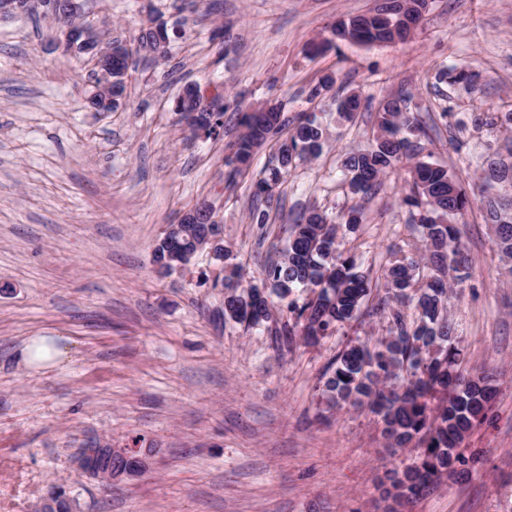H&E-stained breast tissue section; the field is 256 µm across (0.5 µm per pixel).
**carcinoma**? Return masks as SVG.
Masks as SVG:
<instances>
[{
  "instance_id": "obj_1",
  "label": "carcinoma",
  "mask_w": 512,
  "mask_h": 512,
  "mask_svg": "<svg viewBox=\"0 0 512 512\" xmlns=\"http://www.w3.org/2000/svg\"><path fill=\"white\" fill-rule=\"evenodd\" d=\"M380 15L347 18L355 23L367 43H387L386 33L398 24L390 6L376 8ZM375 134L369 147L351 153L343 161L349 191L363 198L373 194L381 178L400 168L403 159L422 152L420 127L404 97H387L375 108ZM243 133L235 151L243 166L229 179L243 174L253 150L268 141L281 152L277 165L253 183V197L260 205L251 213L254 223L265 226L273 196L279 194L296 161L317 157L326 139V129L316 113L301 112L288 118L282 105H267L240 117ZM210 137L224 128V113H210L200 122ZM487 184L512 183V163L502 157L483 163ZM404 203L425 241V253L404 256L383 273L385 296L378 310L387 321V335L376 342L347 343L324 374L321 392L336 408L366 407L382 424V433L396 448H417L409 464L391 471L385 494L395 502L421 494L444 475L468 473L474 456L464 454L466 437L487 420L496 397L492 379L466 375L461 368L455 328L448 320V295L453 280L461 282L468 267L453 220L464 215L473 200L459 177L448 166L418 160L410 169L409 192ZM486 223L493 226L496 244L512 259V199L485 195L479 199ZM360 224V209L351 208L332 218L307 209L288 225V238L257 283L243 284L241 268L225 271L224 318L247 328L278 323L274 302L286 310L280 335L288 343L300 340L316 344L357 320L370 296L373 278L358 270L355 256L339 249L341 228L353 233ZM191 245L188 235L159 240L152 260H161L173 250ZM417 317L407 322L405 309ZM75 500L61 487L54 488L49 512H73Z\"/></svg>"
}]
</instances>
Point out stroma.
I'll use <instances>...</instances> for the list:
<instances>
[{
    "instance_id": "stroma-1",
    "label": "stroma",
    "mask_w": 512,
    "mask_h": 512,
    "mask_svg": "<svg viewBox=\"0 0 512 512\" xmlns=\"http://www.w3.org/2000/svg\"><path fill=\"white\" fill-rule=\"evenodd\" d=\"M379 0H87L84 20L108 39L132 42L147 8L167 26L169 65L132 58L127 98L91 111L86 58L57 48L56 26L20 15L0 21V512H34L64 486L78 512H384L379 482L410 451L390 448L365 408H328L321 376L351 339L380 337L379 316H361L314 346L290 350L267 329L224 319L215 263L200 253L185 274L160 276L151 252L178 213L212 203L224 243L245 281L288 236L291 213L362 209L340 233L373 278L425 242L403 202L410 173L384 177L362 201L343 185L347 153L369 146L374 107L409 98L426 126L432 160L479 195L482 163L504 153L502 128L478 113L512 110V0H429L402 41L344 42L312 58L310 41ZM223 27L224 42L211 39ZM474 74L439 80L440 70ZM332 78V94L309 99ZM188 82L224 93L218 139H185L173 110ZM362 106L339 118L334 94ZM269 100L289 115L316 113L321 154L298 163L270 220H251L252 184L275 156L256 150L249 173L227 181L224 159L242 132L239 115ZM472 263L448 299L463 367L495 376L488 423L465 445L482 458L402 512H512V266L479 209L457 221ZM32 336L62 338L63 362H20ZM149 449L135 481L108 484L76 465L93 438Z\"/></svg>"
}]
</instances>
